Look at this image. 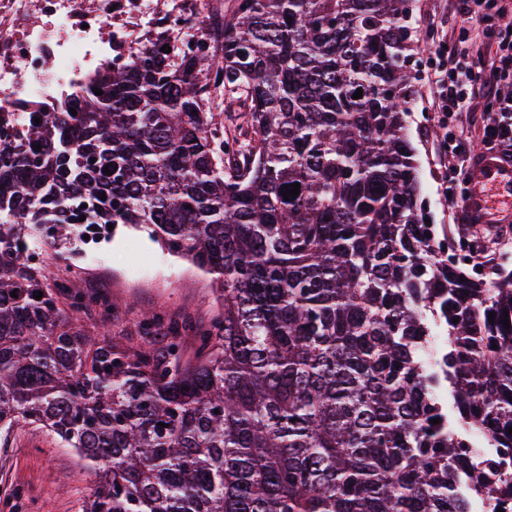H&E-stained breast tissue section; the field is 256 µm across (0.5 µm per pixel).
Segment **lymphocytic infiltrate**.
Listing matches in <instances>:
<instances>
[{"label":"lymphocytic infiltrate","instance_id":"lymphocytic-infiltrate-1","mask_svg":"<svg viewBox=\"0 0 512 512\" xmlns=\"http://www.w3.org/2000/svg\"><path fill=\"white\" fill-rule=\"evenodd\" d=\"M460 23L432 21L437 31L431 52L437 66L431 77L436 89L433 106L440 114L438 125L446 130L453 118H461L479 98H486L489 115L483 127L486 149L512 151V26L502 24L505 13L500 0H455ZM482 27L496 45L491 60H484L466 45L472 27Z\"/></svg>","mask_w":512,"mask_h":512}]
</instances>
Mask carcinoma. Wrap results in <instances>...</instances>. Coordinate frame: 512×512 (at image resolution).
Instances as JSON below:
<instances>
[{
    "instance_id": "carcinoma-1",
    "label": "carcinoma",
    "mask_w": 512,
    "mask_h": 512,
    "mask_svg": "<svg viewBox=\"0 0 512 512\" xmlns=\"http://www.w3.org/2000/svg\"><path fill=\"white\" fill-rule=\"evenodd\" d=\"M410 10L229 0L216 44L179 64L143 49L75 116L0 113V431L31 426L85 459L82 512H471L463 487L512 500L463 429L512 448V268L471 276L425 223ZM226 99L247 109L238 139ZM81 217L143 229L210 275L216 315L168 326L160 348L153 312L136 346L86 333L88 303L64 307L29 254L45 226L66 247Z\"/></svg>"
}]
</instances>
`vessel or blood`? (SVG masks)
<instances>
[{
	"instance_id": "vessel-or-blood-1",
	"label": "vessel or blood",
	"mask_w": 512,
	"mask_h": 512,
	"mask_svg": "<svg viewBox=\"0 0 512 512\" xmlns=\"http://www.w3.org/2000/svg\"><path fill=\"white\" fill-rule=\"evenodd\" d=\"M464 218L475 229L512 223V153H474Z\"/></svg>"
}]
</instances>
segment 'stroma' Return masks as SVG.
I'll use <instances>...</instances> for the list:
<instances>
[{"mask_svg": "<svg viewBox=\"0 0 512 512\" xmlns=\"http://www.w3.org/2000/svg\"><path fill=\"white\" fill-rule=\"evenodd\" d=\"M442 7L441 0H415L409 19L419 44L409 61L408 128L429 221L438 234L458 238L462 232L448 203V157L436 137L437 114L428 81L432 68L428 25ZM92 255L77 289L103 297L110 313L85 317L83 324L90 331L136 343L140 311L158 313L167 322L189 319L196 323L209 322L216 311L211 277L189 271L186 260L171 255L145 231L118 226L94 245ZM95 481L86 461L65 456L45 432L30 427L0 432V512H82Z\"/></svg>", "mask_w": 512, "mask_h": 512, "instance_id": "obj_1", "label": "stroma"}]
</instances>
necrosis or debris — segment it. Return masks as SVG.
Returning <instances> with one entry per match:
<instances>
[{"mask_svg":"<svg viewBox=\"0 0 512 512\" xmlns=\"http://www.w3.org/2000/svg\"><path fill=\"white\" fill-rule=\"evenodd\" d=\"M223 0H0V112L78 107L112 68L178 33L212 39Z\"/></svg>","mask_w":512,"mask_h":512,"instance_id":"obj_1","label":"necrosis or debris"}]
</instances>
